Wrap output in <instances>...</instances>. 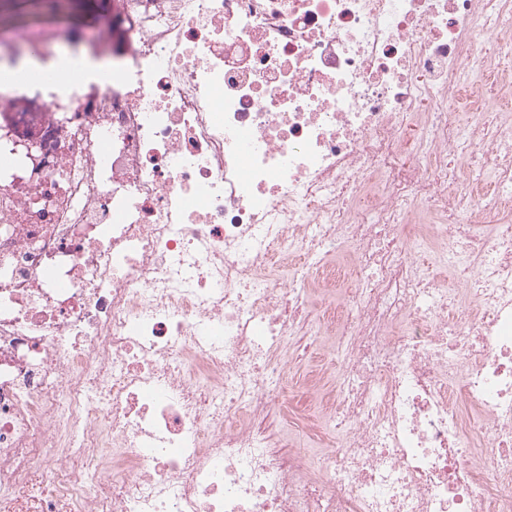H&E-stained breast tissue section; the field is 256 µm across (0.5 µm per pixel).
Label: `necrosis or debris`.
I'll return each instance as SVG.
<instances>
[{
  "label": "necrosis or debris",
  "mask_w": 512,
  "mask_h": 512,
  "mask_svg": "<svg viewBox=\"0 0 512 512\" xmlns=\"http://www.w3.org/2000/svg\"><path fill=\"white\" fill-rule=\"evenodd\" d=\"M122 18L112 84L0 102V512H512V0ZM330 340L326 341V345L322 347L320 350H317L315 354L311 357L307 358H298L295 364V368L292 370L291 374L288 376V381L292 382L296 385V398L295 401H298V406L301 408H305L309 410L310 413L314 414L310 408V400L311 399H319V392L312 388L309 384V375L310 371L314 369L315 365L319 362V359L325 358L329 359L333 356V348L329 345Z\"/></svg>",
  "instance_id": "obj_1"
}]
</instances>
